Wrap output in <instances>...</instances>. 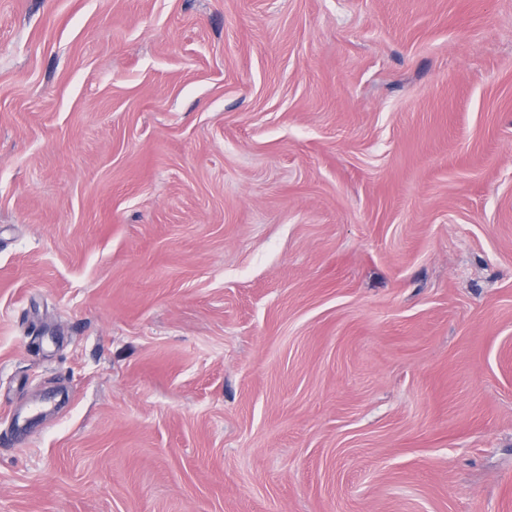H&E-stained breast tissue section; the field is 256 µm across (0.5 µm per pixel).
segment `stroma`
Wrapping results in <instances>:
<instances>
[{
	"label": "stroma",
	"instance_id": "35a3bbf8",
	"mask_svg": "<svg viewBox=\"0 0 512 512\" xmlns=\"http://www.w3.org/2000/svg\"><path fill=\"white\" fill-rule=\"evenodd\" d=\"M0 512H512V0H0Z\"/></svg>",
	"mask_w": 512,
	"mask_h": 512
}]
</instances>
